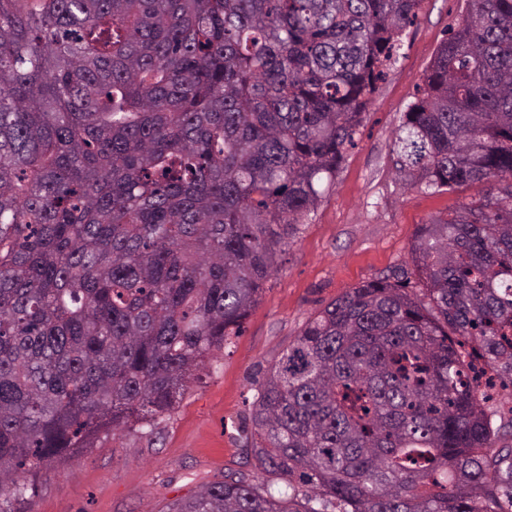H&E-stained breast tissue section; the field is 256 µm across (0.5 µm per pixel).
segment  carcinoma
<instances>
[{
	"mask_svg": "<svg viewBox=\"0 0 512 512\" xmlns=\"http://www.w3.org/2000/svg\"><path fill=\"white\" fill-rule=\"evenodd\" d=\"M422 0H0V512L151 425L258 304ZM407 184L489 185L408 274L309 319L234 472L162 512H506L512 0H469L392 144ZM283 482L279 486L270 477Z\"/></svg>",
	"mask_w": 512,
	"mask_h": 512,
	"instance_id": "carcinoma-1",
	"label": "carcinoma"
}]
</instances>
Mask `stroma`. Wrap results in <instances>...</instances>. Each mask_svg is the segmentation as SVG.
Listing matches in <instances>:
<instances>
[{"mask_svg":"<svg viewBox=\"0 0 512 512\" xmlns=\"http://www.w3.org/2000/svg\"><path fill=\"white\" fill-rule=\"evenodd\" d=\"M468 8V0H424L334 185L305 218L242 332L210 356L175 409L156 428L111 432L78 458L45 467L29 512H161L227 473L251 470L244 429L256 384L289 342L349 289L399 275L409 265L418 225L478 192L410 187L391 155L403 112L447 29Z\"/></svg>","mask_w":512,"mask_h":512,"instance_id":"1","label":"stroma"}]
</instances>
